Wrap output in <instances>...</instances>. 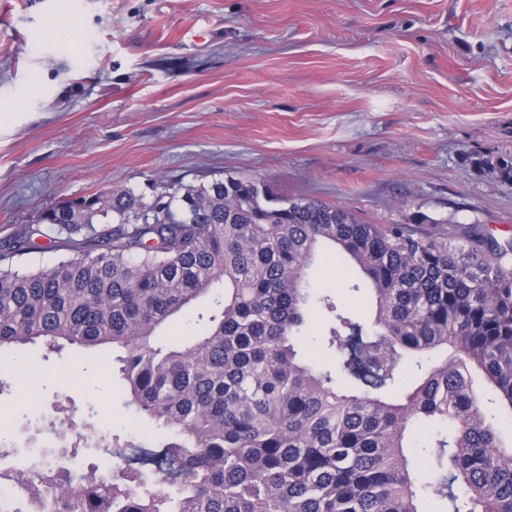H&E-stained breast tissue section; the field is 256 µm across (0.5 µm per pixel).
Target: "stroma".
Wrapping results in <instances>:
<instances>
[{"mask_svg": "<svg viewBox=\"0 0 512 512\" xmlns=\"http://www.w3.org/2000/svg\"><path fill=\"white\" fill-rule=\"evenodd\" d=\"M512 0H0V239L103 188L151 202L227 176L372 224H481L512 237ZM307 278L367 317L362 275ZM329 318L301 345L336 365ZM75 407L137 430L111 356L0 350V429Z\"/></svg>", "mask_w": 512, "mask_h": 512, "instance_id": "35a3bbf8", "label": "stroma"}]
</instances>
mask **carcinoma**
I'll list each match as a JSON object with an SVG mask.
<instances>
[{"instance_id":"cac0c4a2","label":"carcinoma","mask_w":512,"mask_h":512,"mask_svg":"<svg viewBox=\"0 0 512 512\" xmlns=\"http://www.w3.org/2000/svg\"><path fill=\"white\" fill-rule=\"evenodd\" d=\"M102 218L116 226L96 229ZM43 224L79 257L20 267ZM329 247L375 297L368 323L319 298L335 314L334 372L296 350L307 271ZM207 296L199 334L160 340ZM38 341L122 348L127 404L162 435L115 434L124 467L70 470L65 457L93 436L56 406L55 457L23 469L9 464L15 453L0 456V484L20 510L420 512L432 496L453 512H512V439L498 430L502 412L512 421V239L481 224H369L232 176L149 204L102 189L0 242V348L21 354ZM411 361L418 373L395 399L399 366ZM417 423L436 427L437 472L424 484L409 456Z\"/></svg>"}]
</instances>
